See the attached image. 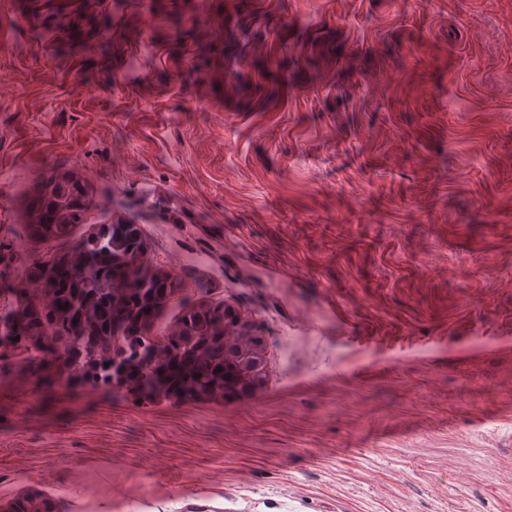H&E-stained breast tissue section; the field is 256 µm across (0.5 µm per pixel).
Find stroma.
<instances>
[{
    "mask_svg": "<svg viewBox=\"0 0 512 512\" xmlns=\"http://www.w3.org/2000/svg\"><path fill=\"white\" fill-rule=\"evenodd\" d=\"M119 213L265 377L0 375V512H512V0H0V311ZM69 176L60 175L54 178L52 182L48 185L45 196L47 200V204L51 209L57 208V200L60 197H68L70 207L69 209H73V207L77 204V198L71 193V181ZM58 209V208H57ZM60 212L62 210L58 209ZM38 220L40 223L30 224L34 228L37 235L42 238L55 237L62 238L68 235L70 229L75 224H53L52 216L48 210H46L42 204V200L37 203Z\"/></svg>",
    "mask_w": 512,
    "mask_h": 512,
    "instance_id": "obj_1",
    "label": "stroma"
}]
</instances>
